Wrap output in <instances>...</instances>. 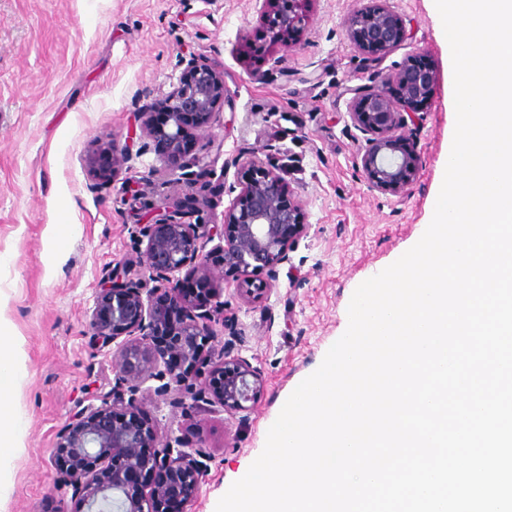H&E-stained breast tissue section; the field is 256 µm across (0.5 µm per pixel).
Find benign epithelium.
<instances>
[{
  "mask_svg": "<svg viewBox=\"0 0 512 512\" xmlns=\"http://www.w3.org/2000/svg\"><path fill=\"white\" fill-rule=\"evenodd\" d=\"M312 2L256 0L253 53L264 60L271 48L299 40ZM346 32L370 59L384 58L408 39L405 19L389 0H368L347 19ZM421 60L406 58L381 84L355 89L348 102L351 126L363 140L358 168L382 194H405L419 166L407 131L434 94L433 72ZM164 102L161 113L154 103L138 113L140 136L163 144L171 173L189 182L199 177L185 147L189 130H206L214 112L232 106L224 72L193 57ZM126 152L114 141L89 157L98 184L120 173ZM241 166L245 180L229 187L233 198L220 226L198 219L204 199L192 207L157 206L129 189L146 245L138 261L102 276L89 321L93 347L112 350L114 383L95 395L100 405L73 414L53 448L54 488L74 503L71 512H162L170 496L183 507L196 497L209 454L200 443L178 440L173 447L160 440L138 397L147 381H159L155 395L174 408L185 407L190 383L191 407L243 420L262 394L261 374L232 354L234 331L222 339L220 358L205 359L209 340L219 336L216 315L226 307L224 271L236 272L238 298L261 301L308 224L297 192L279 172L255 157Z\"/></svg>",
  "mask_w": 512,
  "mask_h": 512,
  "instance_id": "1",
  "label": "benign epithelium"
}]
</instances>
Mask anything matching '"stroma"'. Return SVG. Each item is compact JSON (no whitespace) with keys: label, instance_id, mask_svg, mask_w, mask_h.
Returning a JSON list of instances; mask_svg holds the SVG:
<instances>
[{"label":"stroma","instance_id":"1","mask_svg":"<svg viewBox=\"0 0 512 512\" xmlns=\"http://www.w3.org/2000/svg\"><path fill=\"white\" fill-rule=\"evenodd\" d=\"M255 0H0V339L24 378L5 413L25 424L21 446L0 463L10 492L0 512H70L54 490L51 454L59 432L93 394L112 386V356L88 335L100 278L143 247L125 200L135 179L150 197L187 198L197 186L163 171V154L134 135L135 114L164 99L189 58L224 73L232 109L215 112L192 151L213 170L206 221L222 223L240 181V156L280 169L297 189L309 228L257 303L224 275L226 314L240 338L235 355L258 369L264 388L247 420L171 407L155 381L141 388L161 440L202 442L208 470L187 512H216L220 498L261 454L267 432L295 388L348 327L356 288L413 247L430 224L442 184L455 111L452 62L434 0H390L408 39L389 56L365 59L346 22L367 0H313L300 42L277 46L279 66L245 47ZM431 66L435 93L415 126L421 161L400 197L372 191L355 167L361 148L347 103L408 56ZM128 143L119 175L97 187L93 148ZM64 236L55 254L47 244Z\"/></svg>","mask_w":512,"mask_h":512}]
</instances>
